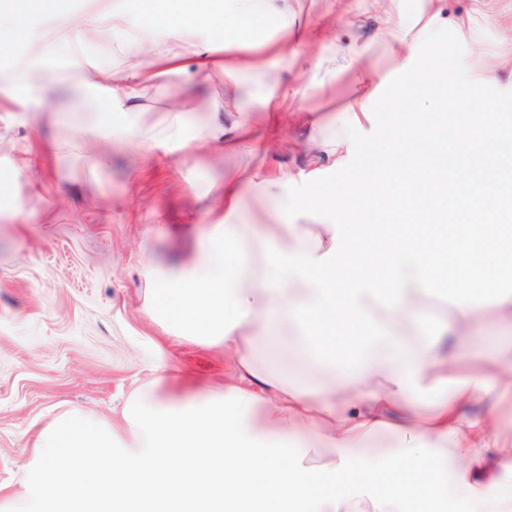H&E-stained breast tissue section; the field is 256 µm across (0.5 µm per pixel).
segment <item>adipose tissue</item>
<instances>
[{"mask_svg":"<svg viewBox=\"0 0 512 512\" xmlns=\"http://www.w3.org/2000/svg\"><path fill=\"white\" fill-rule=\"evenodd\" d=\"M496 2L475 0L474 12L452 16L447 0H421L413 15L405 0H359L354 33L340 45L325 19L298 22L295 0H216L191 15L195 40L185 50L89 73L87 85L120 116L107 136L142 150L145 84L206 73L213 56L224 94L211 100L198 139L262 159L283 133L282 101L302 90L283 83L256 100L243 94L244 77L261 76L272 60L318 65L307 53L315 44L334 54L335 75L370 77L337 115L336 137L290 168L254 169L251 185L272 201L275 224L247 232L244 191L225 181L224 217L194 259L145 270L158 299L152 315L178 337L223 347V385L164 399L159 371L132 391L121 426L60 415L34 443L36 487L8 512H132L146 499L159 512H192L195 503L204 512H410L425 498L430 512H512V446L488 415L466 408L488 395L512 415V371L495 378L475 368L452 381L434 345L408 338L416 328L448 335L458 358L475 326L491 319L512 327V185L503 179L512 170V117L466 96L437 99L431 89L448 62L420 54L449 29L494 20ZM58 12L59 0H0V35L45 54L84 56L100 39L124 50L182 32L155 17L153 0H93L67 16L58 39H45L40 24ZM382 40L392 54L385 72L365 62ZM396 74L408 89L387 106L419 120L390 129L380 145L386 171L365 174L385 178V193L363 197L342 183L322 195L284 191L344 167L354 133L378 109L379 88ZM258 106L267 114L259 127L250 119ZM346 211L362 223H342ZM302 216L318 220V230L305 232ZM430 299L447 301L446 327L423 320ZM280 315L298 320L309 358L328 373L325 386L289 373ZM430 392L435 400L419 415ZM382 432L392 435L394 460L417 478L379 499L369 443ZM318 453L326 463L309 465Z\"/></svg>","mask_w":512,"mask_h":512,"instance_id":"adipose-tissue-1","label":"adipose tissue"}]
</instances>
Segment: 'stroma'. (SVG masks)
Masks as SVG:
<instances>
[{
	"label": "stroma",
	"instance_id": "35a3bbf8",
	"mask_svg": "<svg viewBox=\"0 0 512 512\" xmlns=\"http://www.w3.org/2000/svg\"><path fill=\"white\" fill-rule=\"evenodd\" d=\"M300 18L334 20L345 39V23L357 0H298ZM496 25L475 26L424 50L425 61H450L448 85L457 65L488 69L512 44V0H499ZM264 84L307 86L287 101L288 112H318L326 135L336 131V112L351 90L348 76L312 79L301 66L272 63ZM174 88L148 84L138 116L146 153L114 145L93 134L113 115L94 97L69 113L71 136H61L53 112L21 114L0 123V169L18 167L12 198L23 221L0 223V502L23 493L32 481L35 434L55 417L78 410L112 423L130 392L151 379L155 365L180 372L164 385L166 395L199 391L224 379V350L177 341L152 322L144 264L164 268L195 254L211 230L204 213L220 217L224 182H247L253 161L238 151L167 144V130L183 116L194 130L201 106L224 90L218 80L175 78ZM409 113L379 109L357 135L349 157L356 166L367 147L388 129L409 122Z\"/></svg>",
	"mask_w": 512,
	"mask_h": 512
}]
</instances>
